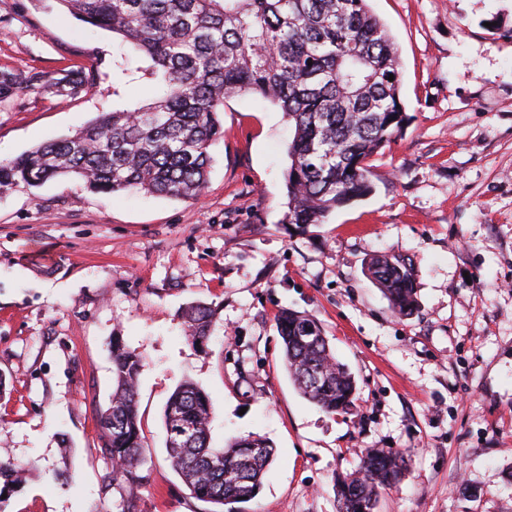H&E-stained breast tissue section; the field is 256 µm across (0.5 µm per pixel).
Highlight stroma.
Segmentation results:
<instances>
[{
  "mask_svg": "<svg viewBox=\"0 0 512 512\" xmlns=\"http://www.w3.org/2000/svg\"><path fill=\"white\" fill-rule=\"evenodd\" d=\"M369 6L397 45L409 122L372 157L373 192L326 223H284L292 126L254 95L225 99L199 199L76 179L0 194V456L31 469L0 512H121L99 429L116 336L145 359L139 512L211 510L165 451L163 407L186 378L213 403L214 447L276 450L232 512H337L338 477L387 446L409 463L378 512H512V0ZM118 47L56 0H0V74L38 78L0 99V160L160 96L138 73L115 84ZM87 72L78 94L51 86ZM374 253L413 259V315L365 274ZM196 301L217 313L201 344L184 322ZM284 309L321 323L355 376L352 412L295 389Z\"/></svg>",
  "mask_w": 512,
  "mask_h": 512,
  "instance_id": "35a3bbf8",
  "label": "stroma"
}]
</instances>
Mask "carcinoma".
Masks as SVG:
<instances>
[{"label":"carcinoma","instance_id":"1","mask_svg":"<svg viewBox=\"0 0 512 512\" xmlns=\"http://www.w3.org/2000/svg\"><path fill=\"white\" fill-rule=\"evenodd\" d=\"M78 20L128 45L115 61L163 83L152 102L102 112L72 136L0 161V193L68 176L94 193L145 191L179 200L201 196L211 157L224 136V99L252 94L288 117L284 172L286 224H322L336 209L373 190L368 159L404 128L400 62L394 38L368 0H58ZM147 66H142V63ZM394 80H389V76ZM365 272L391 307L409 316L418 305L415 269L402 255H373ZM215 310L186 312L187 338L204 342ZM284 367L299 392L327 413L356 407L357 385L314 318L284 310L276 318ZM142 357L112 340L113 390L100 416L102 453L112 484L125 490L121 512H136L143 436L137 407ZM213 405L191 381L169 396L166 453L190 495L224 512L254 499L275 449L259 437L210 442ZM182 429L183 439H172ZM404 474V452L369 448L339 480L338 512H376L383 491ZM26 482V470L0 458V496Z\"/></svg>","mask_w":512,"mask_h":512}]
</instances>
